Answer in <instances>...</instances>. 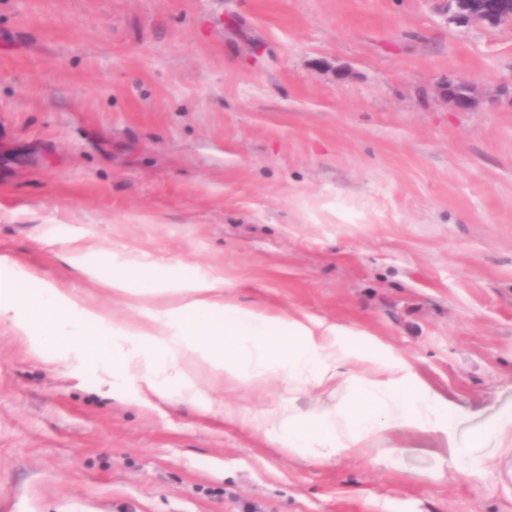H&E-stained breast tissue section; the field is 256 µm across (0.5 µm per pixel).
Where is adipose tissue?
Returning <instances> with one entry per match:
<instances>
[{
	"label": "adipose tissue",
	"instance_id": "1",
	"mask_svg": "<svg viewBox=\"0 0 512 512\" xmlns=\"http://www.w3.org/2000/svg\"><path fill=\"white\" fill-rule=\"evenodd\" d=\"M92 249L70 240L65 263L92 288L139 299L179 296L175 305L143 306L132 321H118L73 289L47 280L39 268L21 265L0 251V321L10 322L40 357L55 355L90 363L112 380V390H134L140 405L180 397L208 416L224 414L254 434L276 435L282 447L313 462L357 456L399 431L433 437L460 475L472 469L469 452L455 430V403L429 387L396 351L363 329L276 313L248 305L224 292V272L179 263L147 262L108 253L91 261ZM363 367L360 375L347 364ZM245 390L280 380L288 393L312 388L336 390L349 384L351 398L276 425L278 413H253L248 405L226 406L200 399L198 369Z\"/></svg>",
	"mask_w": 512,
	"mask_h": 512
}]
</instances>
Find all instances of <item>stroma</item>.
Wrapping results in <instances>:
<instances>
[{
	"label": "stroma",
	"mask_w": 512,
	"mask_h": 512,
	"mask_svg": "<svg viewBox=\"0 0 512 512\" xmlns=\"http://www.w3.org/2000/svg\"><path fill=\"white\" fill-rule=\"evenodd\" d=\"M75 236L368 330L458 404L478 468L440 472L418 433L317 464L113 395L1 321L0 512H512V439L488 433L512 410V22L448 0H0V248L81 295ZM198 390L283 422L347 396Z\"/></svg>",
	"instance_id": "stroma-1"
}]
</instances>
